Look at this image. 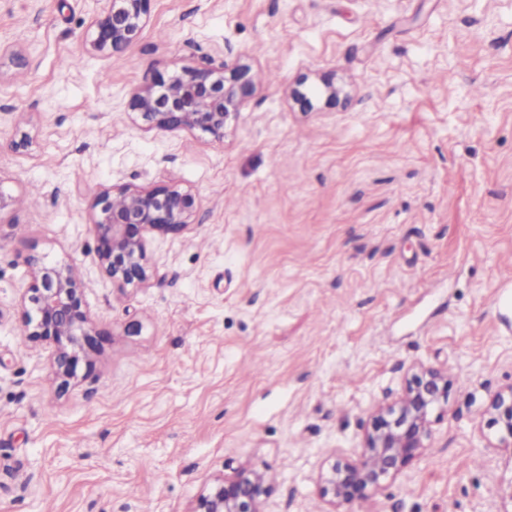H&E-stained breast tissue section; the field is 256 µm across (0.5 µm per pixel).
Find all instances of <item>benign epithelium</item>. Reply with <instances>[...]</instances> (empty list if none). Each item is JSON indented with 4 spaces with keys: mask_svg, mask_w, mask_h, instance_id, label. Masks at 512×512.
<instances>
[{
    "mask_svg": "<svg viewBox=\"0 0 512 512\" xmlns=\"http://www.w3.org/2000/svg\"><path fill=\"white\" fill-rule=\"evenodd\" d=\"M152 0H109L91 22L89 51L110 56L133 45L150 18ZM253 90L244 64L220 68H184L171 75L154 74L131 99L132 110L168 131L201 129L224 138V122ZM197 199L189 191L159 186L146 192L105 190L98 194L91 219L96 255L102 272L119 288H137L149 278L146 243L154 232L183 230ZM28 286L19 299L25 336L53 346L55 378L66 385L84 367L98 333L83 301L84 285L70 265L32 258ZM448 375L414 366L400 396L376 406L356 459L339 460L320 475V495L336 508L366 500L384 481L403 473L420 457L432 436V415L448 403ZM485 414L501 448L512 449V386L496 393ZM272 486L263 471L237 468L218 476L200 494L190 512H270Z\"/></svg>",
    "mask_w": 512,
    "mask_h": 512,
    "instance_id": "benign-epithelium-1",
    "label": "benign epithelium"
}]
</instances>
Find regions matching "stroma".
<instances>
[{
    "mask_svg": "<svg viewBox=\"0 0 512 512\" xmlns=\"http://www.w3.org/2000/svg\"><path fill=\"white\" fill-rule=\"evenodd\" d=\"M105 6L0 0V512H189L231 467L269 475L273 512H328L320 474L415 364L447 371V409L353 512H512L484 413L512 386V0H154L100 58ZM239 59L223 141L129 107ZM158 185L197 207L150 237L144 286H112L94 200ZM33 256L72 264L102 334L63 390L17 307Z\"/></svg>",
    "mask_w": 512,
    "mask_h": 512,
    "instance_id": "obj_1",
    "label": "stroma"
}]
</instances>
